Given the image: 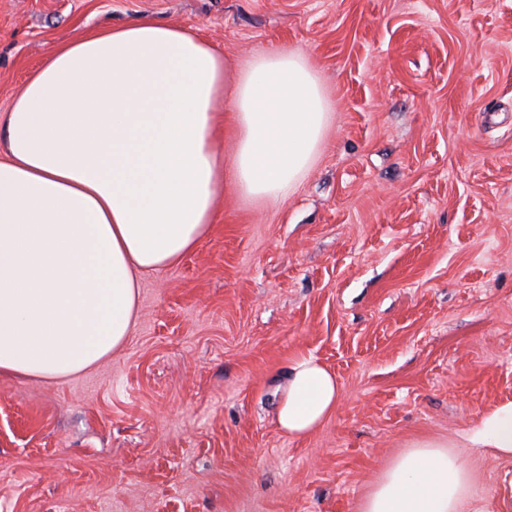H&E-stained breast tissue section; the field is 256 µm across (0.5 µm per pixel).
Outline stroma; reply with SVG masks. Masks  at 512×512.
<instances>
[{
  "label": "stroma",
  "mask_w": 512,
  "mask_h": 512,
  "mask_svg": "<svg viewBox=\"0 0 512 512\" xmlns=\"http://www.w3.org/2000/svg\"><path fill=\"white\" fill-rule=\"evenodd\" d=\"M141 17L235 73L302 54L330 128L285 200L226 189L119 352L0 376V512H361L411 443L512 401V0H0V113L52 50ZM309 356L341 400L292 438L280 388ZM461 454L466 512H494L512 461Z\"/></svg>",
  "instance_id": "35a3bbf8"
}]
</instances>
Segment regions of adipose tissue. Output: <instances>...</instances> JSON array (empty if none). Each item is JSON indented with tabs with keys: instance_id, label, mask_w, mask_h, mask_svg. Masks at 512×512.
I'll return each instance as SVG.
<instances>
[{
	"instance_id": "obj_1",
	"label": "adipose tissue",
	"mask_w": 512,
	"mask_h": 512,
	"mask_svg": "<svg viewBox=\"0 0 512 512\" xmlns=\"http://www.w3.org/2000/svg\"><path fill=\"white\" fill-rule=\"evenodd\" d=\"M329 121L313 67L293 52H266L234 75L197 33L148 19L56 50L0 119V374L59 381L121 349L143 275L198 246L225 187L286 199L316 162ZM340 397L329 368L301 359L278 425L307 436ZM461 439L512 460V401ZM472 486L448 443L418 441L361 510L464 512Z\"/></svg>"
}]
</instances>
